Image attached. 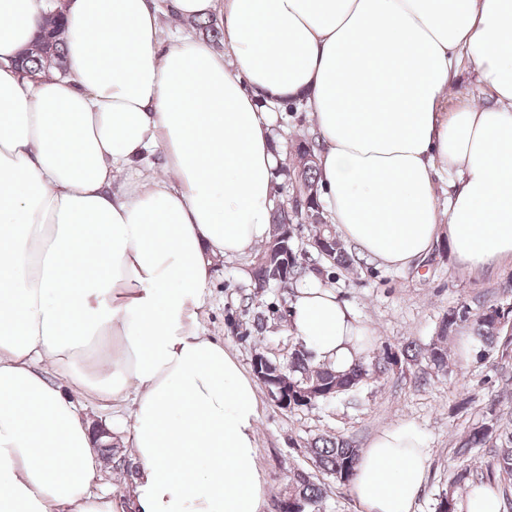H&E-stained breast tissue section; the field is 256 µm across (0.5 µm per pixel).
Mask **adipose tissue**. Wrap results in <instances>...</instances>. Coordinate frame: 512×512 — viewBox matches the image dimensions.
<instances>
[{"mask_svg":"<svg viewBox=\"0 0 512 512\" xmlns=\"http://www.w3.org/2000/svg\"><path fill=\"white\" fill-rule=\"evenodd\" d=\"M43 6L0 0V512H262L256 385L199 311L213 261L271 233L272 116L305 104L322 211L381 265L443 236L469 270L512 260V0H63L67 74L33 80ZM216 12L221 52L160 22ZM463 51L491 102L447 112ZM289 330L339 370L370 335L313 275ZM77 391L130 410L127 504L88 490L111 438ZM429 456L381 431L355 498L413 512Z\"/></svg>","mask_w":512,"mask_h":512,"instance_id":"ef3b65f1","label":"adipose tissue"}]
</instances>
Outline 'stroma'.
<instances>
[{
  "instance_id": "obj_1",
  "label": "stroma",
  "mask_w": 512,
  "mask_h": 512,
  "mask_svg": "<svg viewBox=\"0 0 512 512\" xmlns=\"http://www.w3.org/2000/svg\"><path fill=\"white\" fill-rule=\"evenodd\" d=\"M251 261L248 255L216 261L210 293L200 311L203 334L224 343L248 373L257 344L276 354L287 348L290 338V289L257 292L249 275ZM320 279L350 304L374 334L378 349L407 341L428 343L448 307L464 304L475 309L483 301L512 304L511 261L466 270L444 238L426 257L403 268H387L368 258L351 274L323 265ZM261 317L268 324L262 335L255 329ZM422 375V364H410L367 387L357 401L291 411L277 405L265 387H258L257 455L267 482L263 512H277L281 490L294 470L307 463L305 445L311 438L344 434L364 449L382 430L405 423L423 433L430 450L427 482L414 512H435L458 464L456 444L473 424L488 418L490 405L500 400L505 384H512V358L493 356L480 362L469 357L460 373L427 381ZM78 401L92 423L107 417L115 421L111 446L98 451L101 464L90 489L108 488L113 497H121L135 469L122 444L131 433L126 412L90 394ZM461 401L466 407L460 411L456 405Z\"/></svg>"
}]
</instances>
